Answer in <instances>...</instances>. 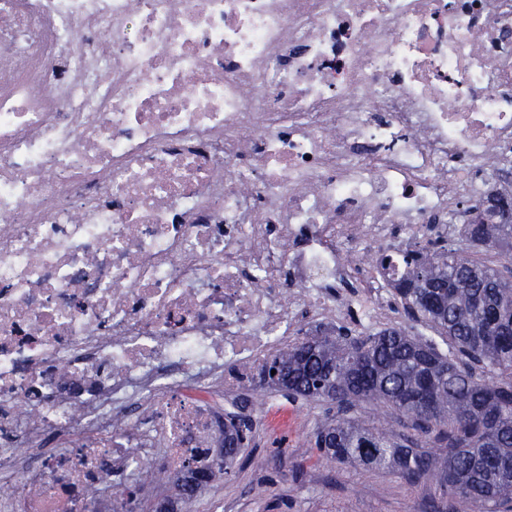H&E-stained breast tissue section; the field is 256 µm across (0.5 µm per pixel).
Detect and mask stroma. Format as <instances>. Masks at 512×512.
Segmentation results:
<instances>
[{
  "mask_svg": "<svg viewBox=\"0 0 512 512\" xmlns=\"http://www.w3.org/2000/svg\"><path fill=\"white\" fill-rule=\"evenodd\" d=\"M327 403L293 402L266 391L253 440L240 464L205 491L202 512H474L449 502L433 480L407 484L386 468H354L322 458L314 435Z\"/></svg>",
  "mask_w": 512,
  "mask_h": 512,
  "instance_id": "35a3bbf8",
  "label": "stroma"
}]
</instances>
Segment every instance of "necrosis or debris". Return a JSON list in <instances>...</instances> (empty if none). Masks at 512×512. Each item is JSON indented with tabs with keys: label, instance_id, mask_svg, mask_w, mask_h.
<instances>
[{
	"label": "necrosis or debris",
	"instance_id": "obj_1",
	"mask_svg": "<svg viewBox=\"0 0 512 512\" xmlns=\"http://www.w3.org/2000/svg\"><path fill=\"white\" fill-rule=\"evenodd\" d=\"M502 197L512 0H0V512H194L265 360Z\"/></svg>",
	"mask_w": 512,
	"mask_h": 512
}]
</instances>
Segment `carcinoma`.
<instances>
[{"label":"carcinoma","mask_w":512,"mask_h":512,"mask_svg":"<svg viewBox=\"0 0 512 512\" xmlns=\"http://www.w3.org/2000/svg\"><path fill=\"white\" fill-rule=\"evenodd\" d=\"M496 214L499 224L466 225V248L438 239L398 265L381 260L397 274L404 309L444 336L448 353L403 327L357 336L338 329L265 363V385L293 401L336 406L316 432L321 457L387 465L411 484L430 477L476 512H512V204ZM470 248L493 251L504 265L477 262ZM362 403L391 409L407 431L363 426L348 415Z\"/></svg>","instance_id":"obj_1"}]
</instances>
